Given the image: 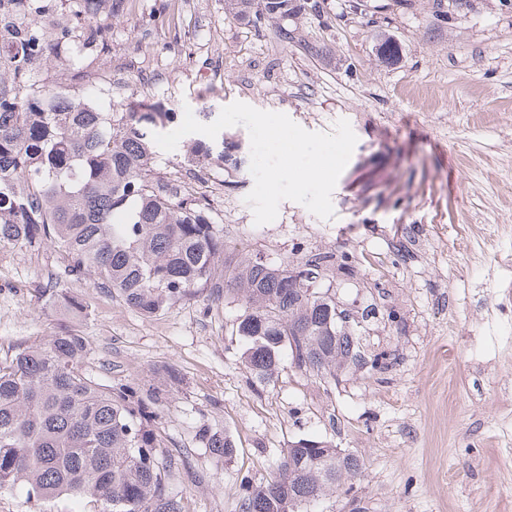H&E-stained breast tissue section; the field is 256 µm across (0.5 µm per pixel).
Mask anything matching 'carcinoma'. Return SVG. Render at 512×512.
I'll use <instances>...</instances> for the list:
<instances>
[{"label": "carcinoma", "mask_w": 512, "mask_h": 512, "mask_svg": "<svg viewBox=\"0 0 512 512\" xmlns=\"http://www.w3.org/2000/svg\"><path fill=\"white\" fill-rule=\"evenodd\" d=\"M29 2L0 0V55H10L0 58V247L51 245L70 275L148 318L184 301L235 303L242 363L263 383L286 356L324 379L360 360L359 337L336 335L329 289L309 298L307 283L289 275L296 264L228 253L207 205L181 191L182 168L210 161L241 169L224 136L192 140L181 168L157 171L153 134L170 113L142 100L102 112L60 84H34L36 68L62 53L69 32L58 22V40L45 41ZM301 9L297 0H224L225 16L247 22L286 21ZM349 259L316 253L304 265L325 275ZM46 303L86 313L66 291L50 292ZM86 353V338L66 327L0 361V492L21 486L36 500L82 496L99 512H182L167 492L175 462L151 425L164 389L103 384L83 366ZM195 437L217 457L236 451L229 435L205 423ZM320 444L293 441L269 480H243V512H311L361 476L359 456Z\"/></svg>", "instance_id": "1"}]
</instances>
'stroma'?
<instances>
[{"label": "stroma", "mask_w": 512, "mask_h": 512, "mask_svg": "<svg viewBox=\"0 0 512 512\" xmlns=\"http://www.w3.org/2000/svg\"><path fill=\"white\" fill-rule=\"evenodd\" d=\"M45 21L100 28L38 81L137 99L174 112L241 101L309 131L345 119L357 137L321 219L285 200L255 225L249 169L210 167L204 194L224 246L273 262L318 252L353 262L325 282L344 305L374 306L360 331L365 364L335 380L283 362L250 379L225 301H190L148 318L50 246L0 248V359L78 325L86 368L105 384L178 381L156 420L180 460L168 490L182 512H242L243 480L270 479L282 448L327 440L365 472L317 512H512V0H305L284 26L228 20L224 0H45ZM397 60L378 53L382 37ZM79 297L78 320L46 305ZM206 423L233 460L199 448ZM0 512H94L88 500L0 494ZM46 303L49 306L58 307L67 314L83 316L86 313L85 304L67 291H51L47 296Z\"/></svg>", "instance_id": "obj_1"}]
</instances>
